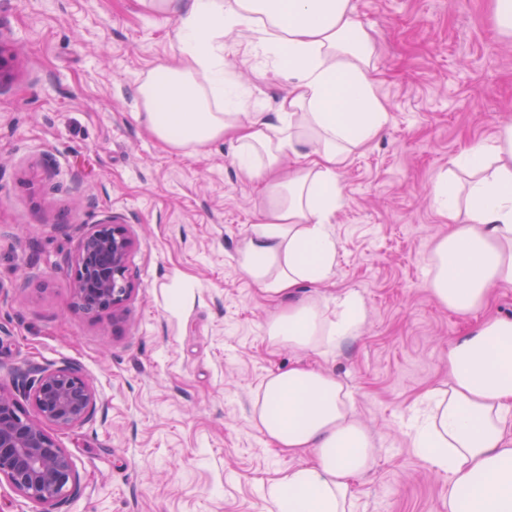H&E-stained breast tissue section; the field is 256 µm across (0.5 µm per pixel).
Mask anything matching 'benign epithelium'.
I'll return each mask as SVG.
<instances>
[{"label": "benign epithelium", "mask_w": 512, "mask_h": 512, "mask_svg": "<svg viewBox=\"0 0 512 512\" xmlns=\"http://www.w3.org/2000/svg\"><path fill=\"white\" fill-rule=\"evenodd\" d=\"M135 239L111 218L90 225L74 256L63 260L74 282V309L114 312L135 291L130 260ZM29 401L33 416L21 409ZM98 406L90 380L76 366L33 364L14 372L13 387L0 385V480L41 507L76 498L82 485L74 461L48 431L67 430L93 420Z\"/></svg>", "instance_id": "1"}]
</instances>
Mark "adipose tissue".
Wrapping results in <instances>:
<instances>
[{
  "label": "adipose tissue",
  "instance_id": "ef3b65f1",
  "mask_svg": "<svg viewBox=\"0 0 512 512\" xmlns=\"http://www.w3.org/2000/svg\"><path fill=\"white\" fill-rule=\"evenodd\" d=\"M174 16L180 63L161 65L138 85L146 130L168 150L196 152L218 140L237 148L240 172L261 185L267 207L252 225L238 264L288 306L269 317L270 346L321 357L340 351L365 319L360 295L302 296L329 280L332 231L344 202L337 170L389 126L377 81L375 39L351 0H139ZM244 29L257 57L287 74L276 122L250 112L224 69V38ZM293 159L284 172V158ZM471 176H447L430 190L447 236L427 256V290L460 317L512 288V124L452 158ZM262 436L299 467L271 480L274 512H353L354 479L376 461L370 431L332 373L299 362L269 374L252 408ZM413 446L448 477V512H512V319H486L448 347V386L429 391L410 426Z\"/></svg>",
  "mask_w": 512,
  "mask_h": 512
}]
</instances>
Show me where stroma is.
<instances>
[{
  "mask_svg": "<svg viewBox=\"0 0 512 512\" xmlns=\"http://www.w3.org/2000/svg\"><path fill=\"white\" fill-rule=\"evenodd\" d=\"M377 44L391 126L337 171L336 266L304 294L357 292L358 336L334 355L269 346L280 303L238 267L266 207L232 146L166 150L145 129L135 89L176 62L175 22L138 0H0V383L33 363L79 367L100 398L94 419L53 430L84 487L45 509L0 482V512H269L267 483L300 459L251 420L262 379L297 361L332 370L374 437L373 468L352 483L355 512H448V480L409 437L421 398L448 381V345L512 288L457 316L428 292L426 257L448 232L429 189L451 157L512 121V37L493 0H351ZM251 37H226L224 63L247 101L274 118L288 93L258 67ZM136 239L124 309L75 310L59 270L107 218Z\"/></svg>",
  "mask_w": 512,
  "mask_h": 512,
  "instance_id": "stroma-1",
  "label": "stroma"
}]
</instances>
